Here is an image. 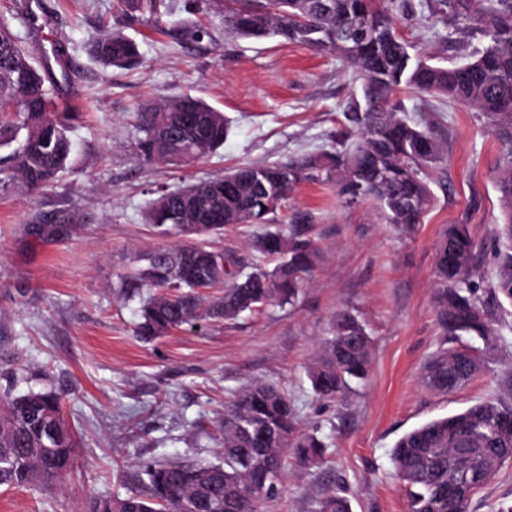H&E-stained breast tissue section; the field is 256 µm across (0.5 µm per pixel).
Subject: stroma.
I'll list each match as a JSON object with an SVG mask.
<instances>
[{
	"mask_svg": "<svg viewBox=\"0 0 512 512\" xmlns=\"http://www.w3.org/2000/svg\"><path fill=\"white\" fill-rule=\"evenodd\" d=\"M166 0L160 26L121 12L118 0H0L31 61L53 80L59 110L77 113L73 153L56 183L36 194L0 187V385L51 387L76 437L64 485L0 490V512H83L91 496L126 493L142 462L220 459L224 403L272 383L297 407L298 430L326 445L320 465L286 458L281 494L262 512H316L323 488L342 487L351 512H407L390 450L405 432L462 411L498 389L512 367V305L484 371L447 395L420 375L443 337L436 322V246L444 227L468 225L481 247L476 277L489 286V247L499 215V142L465 105L405 89L410 120L437 124L442 158L424 170L433 201L421 224L403 229L370 201L342 205L331 185L304 183L289 212L312 215L318 256L290 304L232 320L182 327L138 341V299L118 277L142 252L173 244L144 221L154 189L197 183L247 163L288 162L332 149L347 102L360 89L336 55L280 39L255 40L225 22L227 0ZM399 32L433 61H456L448 23L411 0ZM123 33L138 66L106 68L92 44ZM189 94L223 112L232 131L213 157L176 168L138 155V104ZM46 225L58 233L41 234ZM366 328L372 347L363 384L318 397L306 376L337 310ZM512 505V463L477 492L470 512Z\"/></svg>",
	"mask_w": 512,
	"mask_h": 512,
	"instance_id": "1",
	"label": "stroma"
}]
</instances>
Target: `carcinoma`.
I'll return each instance as SVG.
<instances>
[{
  "instance_id": "1",
  "label": "carcinoma",
  "mask_w": 512,
  "mask_h": 512,
  "mask_svg": "<svg viewBox=\"0 0 512 512\" xmlns=\"http://www.w3.org/2000/svg\"><path fill=\"white\" fill-rule=\"evenodd\" d=\"M227 21L245 38H281L334 52L360 83L361 98L345 106L348 126L336 133L338 148L300 161L243 164L202 183L154 191L146 223L160 236L181 240L138 255L119 278L128 298L140 299L137 339L150 342L200 320L234 319L269 304H289L311 275L317 256L308 238L311 217L294 215L289 229L276 227L303 183L323 180L350 205L370 199L391 224L421 223L432 191L421 176L443 151L435 127L408 120L397 99L414 89L462 103L487 120L501 143L495 224V297L512 302V0H431L427 7L480 32L486 44L463 64L438 65L416 53L397 31L412 11L409 0H232ZM127 15L161 20L164 0H118ZM98 63L128 68L139 62L138 45L114 32L94 46ZM55 85L35 65L0 18V186L28 192L54 183L73 150L76 114L53 112ZM137 148L145 162L175 166L213 156L230 127L224 114L191 95L161 98L139 106L134 117ZM231 224H260L244 266L212 240ZM480 249L468 225L450 224L437 244L436 321L453 345L441 344L425 361L421 380L432 392L448 394L470 384L485 368L482 350L497 348L495 305L475 295ZM273 258L269 270L262 260ZM209 280L224 295L208 303L196 292ZM474 340L483 347L471 345ZM371 340L348 311L336 313L322 354L306 370L313 391L334 399L366 379ZM512 398L490 396L460 412L433 419L404 433L393 445L396 474L408 493V512H469L473 495L512 462ZM224 462H147L141 489L93 497L85 512H261L281 493L285 451L303 463L322 461L325 445L314 434L297 433L293 403L275 386L255 384L224 406ZM75 435L63 415L61 394L33 388L0 391V487H49L64 483L75 467ZM466 494L448 499V486ZM317 512H351L342 489H328Z\"/></svg>"
}]
</instances>
